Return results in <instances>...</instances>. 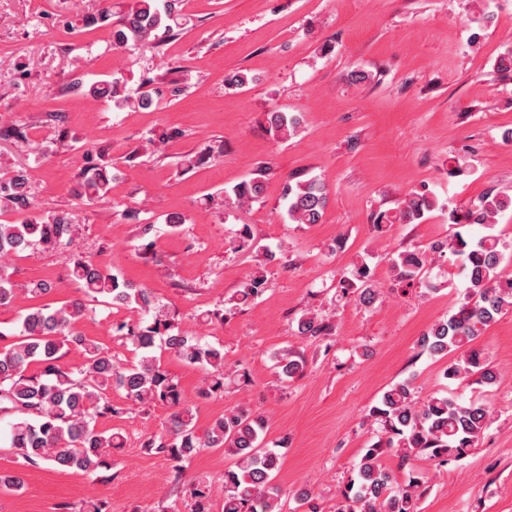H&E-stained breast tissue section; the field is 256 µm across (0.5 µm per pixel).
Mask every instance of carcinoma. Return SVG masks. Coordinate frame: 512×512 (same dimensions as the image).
Returning <instances> with one entry per match:
<instances>
[{
    "mask_svg": "<svg viewBox=\"0 0 512 512\" xmlns=\"http://www.w3.org/2000/svg\"><path fill=\"white\" fill-rule=\"evenodd\" d=\"M183 0H125L124 10L112 23V44L120 48H155L173 31ZM152 80L144 79L140 92L125 94L119 78L91 84L76 82L85 95L95 100H111L133 110L153 104ZM269 130L281 140L296 135L301 118L288 112L267 113ZM271 167L264 166L232 190L233 203L243 206L259 199ZM112 190V177L104 168L84 170L78 177L75 194L93 202ZM286 216L291 224H318L329 201L327 186L315 177L284 185ZM34 205L29 174L22 167L9 181L0 184V211L27 212ZM438 206L427 192L412 191L402 202L398 220L418 224L425 213ZM512 209V196L488 192L466 207L448 210L449 224L457 231L448 239L388 255L386 261L400 283L435 287L431 277L435 258L449 252L459 262L467 281V293L458 308L436 321L420 340L422 352L454 354L456 358L443 372L446 379L460 382L475 378L479 385H491L495 370L473 342L498 317L512 311V276L503 273L512 260L506 245L495 232L496 216ZM82 219L75 212H53L27 217L14 224H0V306L9 304L13 285L8 261L31 250H72ZM480 225L486 232L478 237L468 228ZM68 276L80 284L83 296L58 307L39 305L19 315L16 342L0 352V413H17L8 423L6 441L19 464L44 462L58 468H76L93 473L108 467L112 449L124 445V436L97 427L100 419L112 414L109 395L124 393L134 404L162 403L170 413L161 431L148 437L144 447L164 454L175 474L205 448H226L236 458L224 471V512H283L285 493L275 483L280 454L265 442L266 422L260 415L243 409L230 410L214 419L198 433L192 410L183 405L179 385L161 366L168 353L177 360L200 368L206 376L208 392L224 391V348L182 334L168 308L145 288L136 287L118 274L103 269L91 257L72 254ZM266 278L257 268L237 291L238 303L247 304L263 290ZM341 297L355 298L361 305L377 297L371 270L366 262L353 266L350 275L339 279ZM133 310L140 315L135 324L122 323L117 331L132 347L137 361L123 362L112 352L84 336L77 324L96 312L93 303ZM332 329L329 317L307 312L297 320L299 336H326ZM80 353L78 367H70L64 357L70 349ZM306 362L294 352L278 357L279 375L292 379L303 374ZM378 421V439L366 449L354 466V478L341 492L336 512H419L423 476L411 470L407 484L401 485L382 462L387 450L401 449L399 467L414 457L446 463L457 459L477 444L487 429L491 412L486 401L466 402L446 390L434 392L419 404L412 398L411 380L406 379L383 392L369 410Z\"/></svg>",
    "mask_w": 512,
    "mask_h": 512,
    "instance_id": "obj_1",
    "label": "carcinoma"
}]
</instances>
